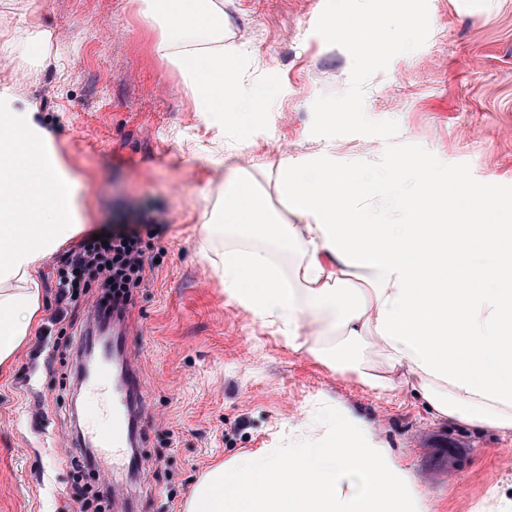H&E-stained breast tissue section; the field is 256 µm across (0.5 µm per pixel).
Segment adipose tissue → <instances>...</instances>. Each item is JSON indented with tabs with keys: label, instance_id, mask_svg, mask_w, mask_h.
I'll return each instance as SVG.
<instances>
[{
	"label": "adipose tissue",
	"instance_id": "obj_1",
	"mask_svg": "<svg viewBox=\"0 0 512 512\" xmlns=\"http://www.w3.org/2000/svg\"><path fill=\"white\" fill-rule=\"evenodd\" d=\"M146 12L162 23L156 54L210 127L252 112L258 94L224 43L216 0H146ZM50 141L36 113L0 112V366L42 317L43 261L83 229L77 183ZM278 169L286 220L243 175L224 186L230 238L212 267L225 290L294 349L316 351L335 332L337 368L370 389L408 387L437 417L512 435V224L463 234L448 221L442 173L422 166L412 193L392 178L343 173L332 154L285 156ZM344 203L360 209L359 223H340ZM452 254L477 275L449 273ZM306 321L316 326L308 336Z\"/></svg>",
	"mask_w": 512,
	"mask_h": 512
}]
</instances>
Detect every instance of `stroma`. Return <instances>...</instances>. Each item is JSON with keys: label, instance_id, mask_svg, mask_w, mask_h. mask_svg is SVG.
I'll use <instances>...</instances> for the list:
<instances>
[{"label": "stroma", "instance_id": "obj_1", "mask_svg": "<svg viewBox=\"0 0 512 512\" xmlns=\"http://www.w3.org/2000/svg\"><path fill=\"white\" fill-rule=\"evenodd\" d=\"M224 41L237 46L257 88L270 90L240 155L227 157L159 59V22L141 0H0L14 33L0 49V111L34 112L62 169L80 182L86 233L110 230L142 209L162 228L142 236L155 266L121 320L139 375L143 411L123 482L94 466L72 469L82 395L58 357L95 319L94 297L56 298L58 254L42 268L43 318L0 370V512H77L102 494V512H185L198 481L221 462L277 447L315 428L320 406L342 404L375 425L432 512H512V436L435 417L411 389L382 395L330 357L298 351L231 300L209 264L221 235L203 237L224 209L222 187L241 168L266 206L287 215L276 190L282 156L319 152L340 161L379 160L383 139L312 135V105L344 91L352 59L315 26L325 0H221ZM431 30L366 85L375 121H398L399 144L468 164L480 182L512 185V0H428ZM37 13L52 34L32 60L18 37Z\"/></svg>", "mask_w": 512, "mask_h": 512}]
</instances>
